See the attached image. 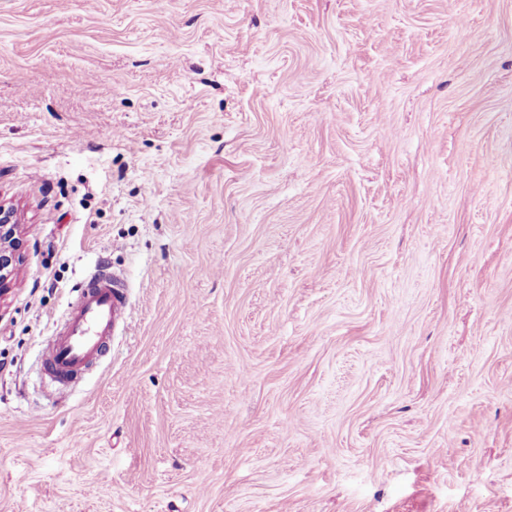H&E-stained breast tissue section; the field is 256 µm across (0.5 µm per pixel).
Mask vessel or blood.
I'll return each instance as SVG.
<instances>
[{"instance_id":"vessel-or-blood-1","label":"vessel or blood","mask_w":512,"mask_h":512,"mask_svg":"<svg viewBox=\"0 0 512 512\" xmlns=\"http://www.w3.org/2000/svg\"><path fill=\"white\" fill-rule=\"evenodd\" d=\"M123 276H93L79 285V296L44 351V372L52 384L73 382L95 360L106 354L129 311Z\"/></svg>"}]
</instances>
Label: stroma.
Segmentation results:
<instances>
[{
	"instance_id": "35a3bbf8",
	"label": "stroma",
	"mask_w": 512,
	"mask_h": 512,
	"mask_svg": "<svg viewBox=\"0 0 512 512\" xmlns=\"http://www.w3.org/2000/svg\"><path fill=\"white\" fill-rule=\"evenodd\" d=\"M0 204V512H512V0H0ZM17 225L13 215L0 205V294L14 279L20 262L16 245ZM127 282L123 276H92L79 284V296L44 351V372L52 384L73 382L110 350L112 335L128 319Z\"/></svg>"
}]
</instances>
